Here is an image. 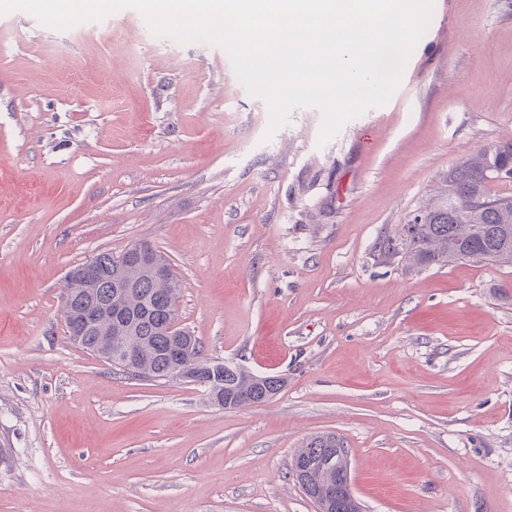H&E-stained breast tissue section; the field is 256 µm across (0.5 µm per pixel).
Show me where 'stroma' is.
Returning a JSON list of instances; mask_svg holds the SVG:
<instances>
[{"instance_id":"1","label":"stroma","mask_w":512,"mask_h":512,"mask_svg":"<svg viewBox=\"0 0 512 512\" xmlns=\"http://www.w3.org/2000/svg\"><path fill=\"white\" fill-rule=\"evenodd\" d=\"M227 52L133 8L59 31L0 14V512H316L310 436L363 512H512V266L411 268L375 245L512 142V0H434L390 100L319 142L269 132ZM146 239L207 356L270 401L129 378L71 343L68 270ZM344 440L336 435L335 433H324L313 436L309 441L301 448L297 456H308L310 458H317L329 449L342 448L340 451L341 455V471H340V484L342 491L345 493L347 498L353 502H356V497L353 492L351 483V462L349 449L345 448ZM337 454V449H336ZM295 458L293 459V467L295 464Z\"/></svg>"}]
</instances>
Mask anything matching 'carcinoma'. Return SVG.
Masks as SVG:
<instances>
[{
	"instance_id": "1",
	"label": "carcinoma",
	"mask_w": 512,
	"mask_h": 512,
	"mask_svg": "<svg viewBox=\"0 0 512 512\" xmlns=\"http://www.w3.org/2000/svg\"><path fill=\"white\" fill-rule=\"evenodd\" d=\"M499 170L497 179L512 181V143H494L480 150L478 156L459 161L448 172V195L420 210L392 234L382 236L376 244L378 256L398 259L411 266H446L461 260H480L499 265H512V196L491 193L489 170ZM104 270L100 288L95 290L98 303L113 305L114 256L108 252L96 255ZM180 290L178 279L162 288L143 274L133 277V286L123 297V306L134 320V328L126 336H111V323L104 321L85 332L81 346L107 360L122 371L125 349L138 351L135 366L150 373L149 381L167 380L171 371L203 370L197 384L209 390L214 398L232 399L231 408L252 404L257 387L252 373L233 363L215 362L203 353L201 342L183 332L185 350L177 359L163 355L170 337L165 328L173 319L170 306L176 304ZM345 447L334 433L313 436L298 451L300 456L317 458L330 449Z\"/></svg>"
}]
</instances>
